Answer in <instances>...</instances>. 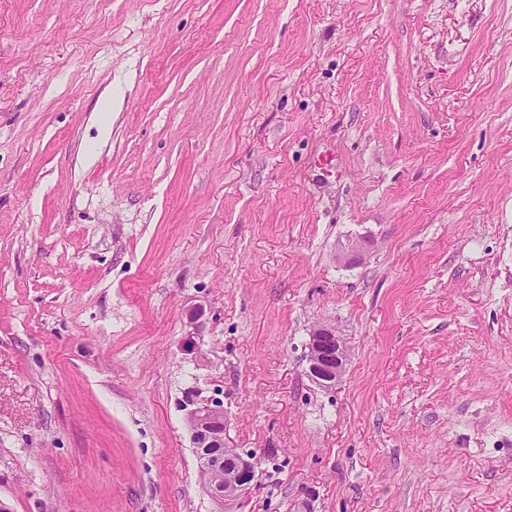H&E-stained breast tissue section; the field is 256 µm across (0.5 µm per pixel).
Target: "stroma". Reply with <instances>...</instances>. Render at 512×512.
<instances>
[{
  "instance_id": "1",
  "label": "stroma",
  "mask_w": 512,
  "mask_h": 512,
  "mask_svg": "<svg viewBox=\"0 0 512 512\" xmlns=\"http://www.w3.org/2000/svg\"><path fill=\"white\" fill-rule=\"evenodd\" d=\"M196 391L238 512H512V0H0V512H214ZM307 358L311 379L322 387H332L344 372L346 347L334 329L320 326L310 335ZM186 407L192 447L201 469L208 474L202 488L217 506L216 512H234V505L255 480V463L228 444L224 406L220 401L192 399ZM205 448L222 450L209 452Z\"/></svg>"
}]
</instances>
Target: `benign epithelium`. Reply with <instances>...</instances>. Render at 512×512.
<instances>
[{"label":"benign epithelium","instance_id":"obj_1","mask_svg":"<svg viewBox=\"0 0 512 512\" xmlns=\"http://www.w3.org/2000/svg\"><path fill=\"white\" fill-rule=\"evenodd\" d=\"M307 358L311 379L322 387H332L344 372L346 347L334 329L320 326L310 335ZM187 406L192 447L208 474L202 488L217 506L216 512H234V505L255 480V463L228 444L221 402L192 399Z\"/></svg>","mask_w":512,"mask_h":512}]
</instances>
